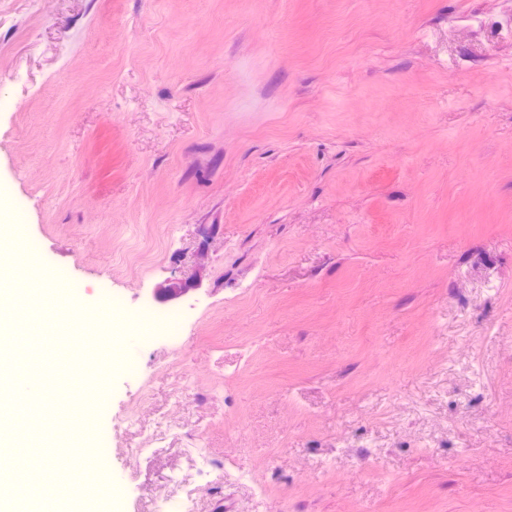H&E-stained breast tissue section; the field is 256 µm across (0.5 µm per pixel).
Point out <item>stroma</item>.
<instances>
[{
  "instance_id": "obj_1",
  "label": "stroma",
  "mask_w": 512,
  "mask_h": 512,
  "mask_svg": "<svg viewBox=\"0 0 512 512\" xmlns=\"http://www.w3.org/2000/svg\"><path fill=\"white\" fill-rule=\"evenodd\" d=\"M1 185L95 330L184 315L47 442L90 512H512V0H0ZM200 285L196 277L169 280L156 289L154 299L159 303L177 301L197 290Z\"/></svg>"
}]
</instances>
